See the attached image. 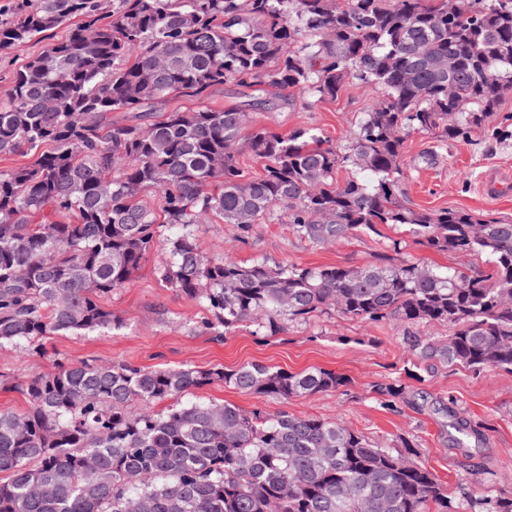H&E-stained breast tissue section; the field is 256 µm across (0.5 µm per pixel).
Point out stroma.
Wrapping results in <instances>:
<instances>
[{
	"mask_svg": "<svg viewBox=\"0 0 512 512\" xmlns=\"http://www.w3.org/2000/svg\"><path fill=\"white\" fill-rule=\"evenodd\" d=\"M382 98L374 85L353 81L338 96L306 104L302 97L254 79L212 88L205 99L175 95L167 110L203 105L214 110L238 108L251 124L288 134L309 128L335 144L350 142L366 112ZM494 171L512 172V90L506 91L485 124L467 137L442 142L432 134H411L404 144L402 201L414 209L466 210L481 219L512 222V190L497 198L482 185ZM208 256L239 264L266 262L365 266L384 255H399L443 269L488 273L486 256L439 253L420 244L405 228H383L381 235L354 236L342 243L315 247L291 225L263 221L236 239L230 225L210 217L196 232ZM162 253H154L126 288L104 298L119 317L118 327L52 337L44 351L0 349V412L22 411L27 402L14 382L53 371L57 357L74 361L129 363L145 368L221 366L231 370L260 363L293 373L322 368L347 377L344 387L295 397L287 405L224 385L197 391L204 402L232 404L245 410L340 420L347 428L384 448L410 450L448 490L452 505L468 506L487 495H512V373L498 368L448 367L422 357L417 340L446 338L443 324L405 327L389 320H345L335 312L308 319L281 318L277 334L244 322L232 331L211 328L210 312L162 282L155 271ZM402 386L394 398L377 394L378 385ZM473 431L458 446L450 416Z\"/></svg>",
	"mask_w": 512,
	"mask_h": 512,
	"instance_id": "stroma-1",
	"label": "stroma"
}]
</instances>
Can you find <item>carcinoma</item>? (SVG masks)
<instances>
[{"label":"carcinoma","mask_w":512,"mask_h":512,"mask_svg":"<svg viewBox=\"0 0 512 512\" xmlns=\"http://www.w3.org/2000/svg\"><path fill=\"white\" fill-rule=\"evenodd\" d=\"M450 17L426 0H11L0 54L67 25L10 78L0 101V347L43 349L52 336L112 328L101 298L130 283L157 247V212L179 228L160 279L206 303L212 328L330 309L344 319L442 323L419 344L449 367L512 372V223L400 200L411 133L454 138L512 87V0H459ZM262 78L319 100L350 81L383 99L352 145L309 129L249 126L238 109L199 107L146 121L174 93L200 96ZM457 86L448 98V84ZM114 112H134L124 123ZM263 162L249 177L239 147ZM377 175L333 185L336 169ZM158 194L159 209L141 198ZM237 237L268 217L314 246L407 226L439 253L485 255V275L411 260L366 266L241 265L201 253L209 215ZM334 371L146 369L61 360L16 388L26 411L0 413V512H448L424 465L335 420L182 404L224 384L282 404L335 390ZM170 400L166 410L155 405ZM483 512H512V497Z\"/></svg>","instance_id":"carcinoma-1"}]
</instances>
